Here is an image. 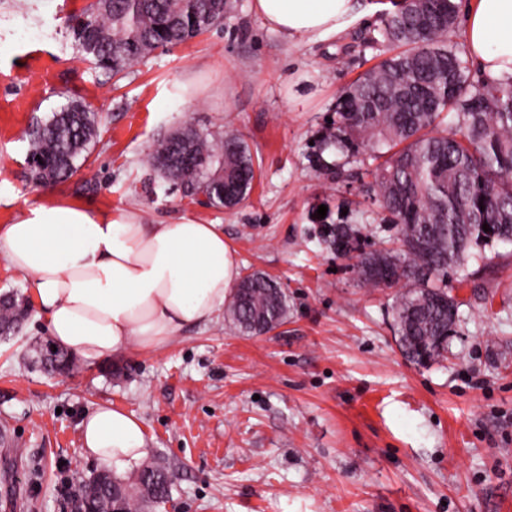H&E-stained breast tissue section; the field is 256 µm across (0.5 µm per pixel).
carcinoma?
<instances>
[{
	"label": "carcinoma",
	"mask_w": 512,
	"mask_h": 512,
	"mask_svg": "<svg viewBox=\"0 0 512 512\" xmlns=\"http://www.w3.org/2000/svg\"><path fill=\"white\" fill-rule=\"evenodd\" d=\"M232 8L230 0H111L93 2L73 17L77 52L106 75H116L158 49L185 43L213 28ZM457 0H398L367 45H388L392 54L351 83L338 98L331 130L313 145L315 165L342 174L337 161L364 151L380 163L372 171L380 221L395 231L397 247L364 251L349 224H324L322 242L354 261L359 280L380 287L377 269L397 273L393 316L399 346L420 366L448 353L459 321L448 275L465 279L472 245L512 242V77L496 84L474 79L468 61L448 33L455 27ZM454 114L453 124L445 122ZM102 118L77 99L54 110L30 134V155L41 166L35 183L70 177L94 144ZM188 158L165 177L208 204L233 208L253 189L255 160L235 136L188 137ZM173 143L158 142L153 166L168 158ZM489 230H483V227ZM236 327L250 334L272 332L288 321V295L271 276L240 277L226 308ZM15 296L0 298V325L24 322ZM172 479L161 465L141 468L123 490V512H151L170 498ZM88 502L112 496V486L94 477L78 487Z\"/></svg>",
	"instance_id": "carcinoma-1"
}]
</instances>
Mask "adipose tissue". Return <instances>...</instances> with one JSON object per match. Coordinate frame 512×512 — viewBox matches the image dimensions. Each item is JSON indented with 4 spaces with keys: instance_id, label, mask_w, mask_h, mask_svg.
Here are the masks:
<instances>
[{
    "instance_id": "1",
    "label": "adipose tissue",
    "mask_w": 512,
    "mask_h": 512,
    "mask_svg": "<svg viewBox=\"0 0 512 512\" xmlns=\"http://www.w3.org/2000/svg\"><path fill=\"white\" fill-rule=\"evenodd\" d=\"M288 43L323 39L352 21L353 0H252ZM467 51L488 82L512 76V0L465 9ZM0 254L24 274L53 341L94 362L137 346L155 350L218 313L239 272L220 225L190 215L148 224L135 211L93 212L50 200L0 225ZM83 454L123 475L148 453L143 425L107 404L81 423Z\"/></svg>"
}]
</instances>
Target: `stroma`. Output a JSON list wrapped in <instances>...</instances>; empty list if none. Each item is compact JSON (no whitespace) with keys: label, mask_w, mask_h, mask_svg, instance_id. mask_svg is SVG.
Instances as JSON below:
<instances>
[{"label":"stroma","mask_w":512,"mask_h":512,"mask_svg":"<svg viewBox=\"0 0 512 512\" xmlns=\"http://www.w3.org/2000/svg\"><path fill=\"white\" fill-rule=\"evenodd\" d=\"M90 2L0 0V224L55 198L223 225L240 273L285 288L288 321L252 336L220 314L161 349L51 376L34 363L50 336L29 316L0 341V512H71L79 481L102 468L79 427L101 404L133 413L149 460L173 473L157 512H512V244L449 281L460 321L448 359L417 366L398 345L392 289L361 285L316 235L318 206L350 224L376 210L369 177L320 173L310 144L385 58L365 41L389 0H354L336 37L296 45L232 0L208 32L110 78L69 28ZM72 99L101 114L97 141L66 181L37 185L28 134ZM184 126L249 145L256 178L237 207L203 205L150 167Z\"/></svg>","instance_id":"obj_1"}]
</instances>
